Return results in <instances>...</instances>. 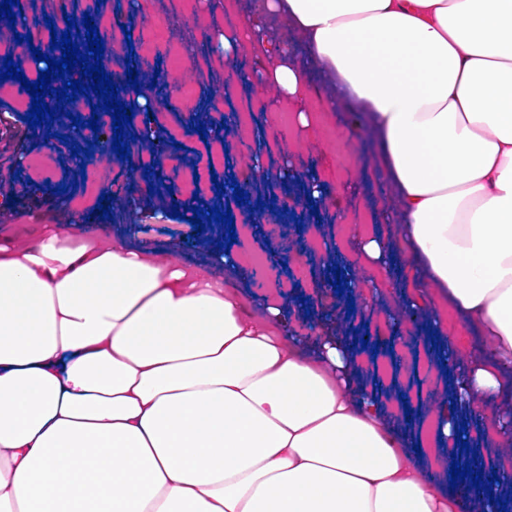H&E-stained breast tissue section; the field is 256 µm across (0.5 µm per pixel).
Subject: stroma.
Returning <instances> with one entry per match:
<instances>
[{"mask_svg":"<svg viewBox=\"0 0 512 512\" xmlns=\"http://www.w3.org/2000/svg\"><path fill=\"white\" fill-rule=\"evenodd\" d=\"M208 0H61L51 18L57 32H64L62 16H82L100 12L114 18L117 26L131 32L134 52L139 59V85L141 95L152 99V78L155 72L167 73L171 81L180 86L201 88L213 79L227 82L223 98L209 101L196 97L191 102L172 99L171 109L163 121L178 124L183 113L198 109L209 114L206 134L188 132L181 149L175 150L164 162V177L169 186L184 185L193 164L215 145L226 149V166L218 170L217 183L203 191V207L223 201L231 206L235 224L252 225L253 230L246 247L232 245L231 254L236 262L233 272H225L220 258L185 249L184 244L193 228L187 217L191 208H183L182 218H174L171 210L157 209L148 183H141L137 191L136 207L125 223L102 220L95 226L78 222L81 209H94L98 193L113 197V208H122L129 186L126 167L115 164L105 167L99 159L100 146H93V155L84 159L72 155V146H86L85 137L69 131L67 140L57 142L49 165L40 178H32L29 161L39 155L37 139L19 110L8 87L0 88V214L9 217L0 224V239L12 236L22 224H52L62 236L93 235L111 237L113 242L148 253L193 265L205 278L228 277L236 288L247 311L257 319L263 318L268 303L267 290L252 282V270L247 254L264 255L277 241L269 230L254 226V214L249 206L235 204L232 192L218 194L217 184L244 182L248 158H255L268 170H280L283 165L316 174L323 187L324 197L341 195L340 205L327 202L319 209V218L313 222L316 242L303 255L300 266L267 265V282L279 284L280 305L288 314L287 333L297 337L303 355L315 356L326 335L335 331L326 324L322 332H315L314 318L328 312L336 299L318 293L316 281L323 262L334 251L343 255L362 272L363 287L354 292L355 310L349 321L355 330H367L377 337V353H365L358 372L359 383L386 415H393L398 399H405L415 415L423 437H430L429 423L447 417L452 426L468 419L469 409L463 401L454 400L448 392L450 376L441 360L429 357L424 343H417L415 358L396 361L389 352L391 332L386 324L388 310L397 307L401 298H409L417 307H426L434 295L433 289L414 288L407 282L369 290L368 283L376 278V270L363 262L357 242L368 232L386 237L394 250L405 252L403 226L398 210L387 217L377 211L379 200L397 201L399 192L388 181L379 158L377 134L358 113L345 109H330L326 99L336 82L335 75L316 67L308 72L309 91L304 107L315 114L308 128L296 125V107L290 102L276 101V91L266 87L255 91L229 74L215 53L186 55L183 44L172 28L173 19H180L188 27L197 43L214 45L220 32L240 29L252 0H238L235 10L209 12ZM246 115L250 118L252 136L241 141L235 122L228 115ZM442 331L455 340L453 361L470 365L482 360L485 339L474 330H462L454 315H445ZM468 441L471 450L484 452V464L495 470L512 472V439L497 433L492 452H485L483 437L475 428H468L461 438L446 437L438 440L430 451L420 458L423 477L442 491H449V472L452 460L466 461L460 453V441Z\"/></svg>","mask_w":512,"mask_h":512,"instance_id":"1","label":"stroma"}]
</instances>
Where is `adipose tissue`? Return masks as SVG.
Returning <instances> with one entry per match:
<instances>
[{"label":"adipose tissue","mask_w":512,"mask_h":512,"mask_svg":"<svg viewBox=\"0 0 512 512\" xmlns=\"http://www.w3.org/2000/svg\"><path fill=\"white\" fill-rule=\"evenodd\" d=\"M239 36L279 99L304 98L307 65L335 73L411 252L376 234L360 255L492 338L457 392L511 406L512 0H256ZM283 324L277 300L253 320L223 280L97 236L0 241V512H483L421 475L419 426L357 398L345 339L304 359ZM269 28L273 35L280 38L283 35L288 37V42L297 48V57H305L300 33L291 28L284 18L273 17L269 20Z\"/></svg>","instance_id":"obj_1"}]
</instances>
